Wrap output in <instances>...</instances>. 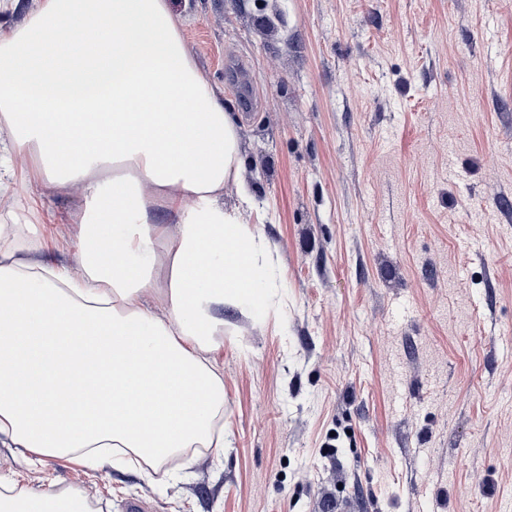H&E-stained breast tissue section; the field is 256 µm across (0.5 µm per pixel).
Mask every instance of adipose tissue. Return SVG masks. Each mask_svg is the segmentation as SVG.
Listing matches in <instances>:
<instances>
[{"label":"adipose tissue","mask_w":512,"mask_h":512,"mask_svg":"<svg viewBox=\"0 0 512 512\" xmlns=\"http://www.w3.org/2000/svg\"><path fill=\"white\" fill-rule=\"evenodd\" d=\"M21 159L85 209L72 264L0 224V434L152 467L223 447L212 310L264 307L267 244L224 204L231 185L251 199L239 127L169 0H39L0 28V192ZM89 509L80 490H0V512Z\"/></svg>","instance_id":"ef3b65f1"}]
</instances>
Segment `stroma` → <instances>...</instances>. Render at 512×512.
Returning a JSON list of instances; mask_svg holds the SVG:
<instances>
[{
  "instance_id": "1",
  "label": "stroma",
  "mask_w": 512,
  "mask_h": 512,
  "mask_svg": "<svg viewBox=\"0 0 512 512\" xmlns=\"http://www.w3.org/2000/svg\"><path fill=\"white\" fill-rule=\"evenodd\" d=\"M171 5L272 248L266 314L217 312L224 445L149 475L5 437L0 485L92 512H512V0ZM80 204L21 180L0 208L72 263Z\"/></svg>"
}]
</instances>
